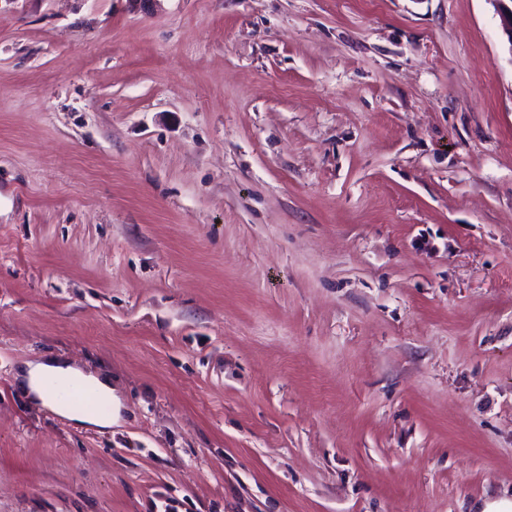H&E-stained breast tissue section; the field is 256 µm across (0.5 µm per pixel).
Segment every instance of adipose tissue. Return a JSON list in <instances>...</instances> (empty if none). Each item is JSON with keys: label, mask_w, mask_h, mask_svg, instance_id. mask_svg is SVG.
I'll return each instance as SVG.
<instances>
[{"label": "adipose tissue", "mask_w": 512, "mask_h": 512, "mask_svg": "<svg viewBox=\"0 0 512 512\" xmlns=\"http://www.w3.org/2000/svg\"><path fill=\"white\" fill-rule=\"evenodd\" d=\"M21 383L51 412L74 422L80 427H111V414L87 413L76 404L47 393L46 382L56 381L64 385H77L92 392L106 405H114L117 397L109 379L83 371L81 368L62 360L50 357L38 362L27 363L20 374Z\"/></svg>", "instance_id": "ef3b65f1"}]
</instances>
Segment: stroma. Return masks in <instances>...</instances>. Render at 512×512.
Instances as JSON below:
<instances>
[{
    "label": "stroma",
    "mask_w": 512,
    "mask_h": 512,
    "mask_svg": "<svg viewBox=\"0 0 512 512\" xmlns=\"http://www.w3.org/2000/svg\"><path fill=\"white\" fill-rule=\"evenodd\" d=\"M109 377L112 428L15 379ZM512 497L495 0H0V512ZM21 385L26 386L51 412L74 422L80 427L110 428L113 423V405L119 407L118 398L109 379L92 373H86L81 368L54 357L38 362L26 363V368L19 374ZM56 381L64 385H77L92 392L96 398L110 407V413H85L76 404L47 393L45 383Z\"/></svg>",
    "instance_id": "35a3bbf8"
}]
</instances>
